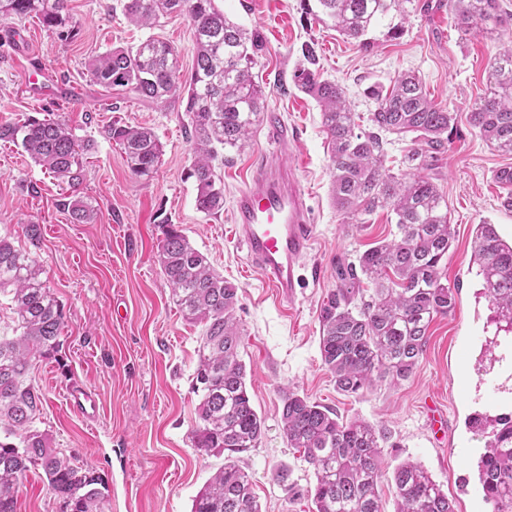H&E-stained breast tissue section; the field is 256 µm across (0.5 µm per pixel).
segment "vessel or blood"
I'll list each match as a JSON object with an SVG mask.
<instances>
[{
	"label": "vessel or blood",
	"mask_w": 512,
	"mask_h": 512,
	"mask_svg": "<svg viewBox=\"0 0 512 512\" xmlns=\"http://www.w3.org/2000/svg\"><path fill=\"white\" fill-rule=\"evenodd\" d=\"M297 161L259 158L233 204L231 237L279 301L305 288V260L314 249L310 193Z\"/></svg>",
	"instance_id": "b4317fda"
}]
</instances>
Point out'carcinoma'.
Wrapping results in <instances>:
<instances>
[{"mask_svg": "<svg viewBox=\"0 0 512 512\" xmlns=\"http://www.w3.org/2000/svg\"><path fill=\"white\" fill-rule=\"evenodd\" d=\"M69 0H0V20L35 18L49 30L73 38ZM318 13L341 35L368 50L370 29L407 0H315ZM123 13L137 28H154L160 18L190 21L194 61L182 73L175 47L150 35L131 47H116L92 58L93 80L108 90L128 91L160 108L176 104L187 117L193 160L196 209L208 216L224 210V180L217 169L248 146L267 112L265 87L252 72L265 49L258 29H244L218 9L215 0H124ZM448 13L464 36L487 25L512 20L506 0H448ZM294 86L312 98L330 151L331 192L337 210L360 227L364 215L388 210L397 233L375 242L338 272L336 287L318 312L321 360L344 395L357 396L377 384L408 379L423 356L428 329L453 312L455 289L441 281V264L455 237L448 205L428 174L447 150L456 117L429 98L421 79L408 72L392 87L369 89L374 109L371 129L359 132L344 88L319 71L316 44L304 42ZM469 124L491 147L512 154V43L490 64L486 90L468 112ZM121 146L130 172L150 177L158 169L162 145L151 128L117 122L105 130ZM410 137L403 158L407 170L384 165L385 135ZM0 140L23 151L56 179L76 188L83 181V155L91 144L76 137L63 119L28 118L0 124ZM73 220L89 224L94 207L81 199L62 202ZM158 264L183 318L204 326L193 372L200 396L194 447L224 457V464L193 499L191 512H261L251 476L237 455L255 448L264 421L251 403L246 366L239 358L237 287L211 267L180 226L162 221ZM471 261L483 294L493 305L499 330L512 332V242L492 224L476 227ZM44 271L10 236H0V295L9 297L14 335L0 336V512H17L18 491L31 468H41L61 512H106L99 474L71 463L36 426L43 395L29 379L32 358H54L62 348L61 304ZM282 433L288 447L311 465L307 489L315 512H384L379 492L382 448L387 432L364 420L340 419L335 412L292 389L281 391ZM480 432L486 448L474 462L484 499L493 512H512V421L499 417ZM395 512H455L448 494L419 462L393 470Z\"/></svg>", "mask_w": 512, "mask_h": 512, "instance_id": "cac0c4a2", "label": "carcinoma"}]
</instances>
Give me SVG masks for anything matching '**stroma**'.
Listing matches in <instances>:
<instances>
[{
	"mask_svg": "<svg viewBox=\"0 0 512 512\" xmlns=\"http://www.w3.org/2000/svg\"><path fill=\"white\" fill-rule=\"evenodd\" d=\"M447 2L408 0L403 12L371 31L373 46L364 51L305 13L301 0H216L229 19L259 29L264 37L266 51L254 72L266 87L270 110L297 134L300 177L312 194L316 243L311 260L320 266L321 277L298 293L290 308L276 301L244 252L228 239L233 200L266 147L264 130H257L249 146L221 171L224 211L204 215L195 206L194 183L185 176L192 152L184 113L106 91L87 69L92 56L135 45L148 35L127 22L120 0H70L72 23L79 30L72 39L34 18L0 23V122L59 117L77 137L92 143L85 180L73 191L22 148L0 141V233L29 247L23 225L42 229L31 254L63 308L65 328L57 359L32 362L31 380L45 397L38 427L48 432L53 447L103 478L108 512H191L197 492L223 463L203 455L191 441L199 401L191 380L203 330L183 319L160 271L157 252L165 218L180 225L213 268L238 287L240 356L252 404L265 424L260 444L241 454L238 464L251 476L262 512H312L305 495L314 481L312 468L282 437L279 390L284 386L342 419L359 417L387 429L386 468L407 459L422 463L455 512H492L471 477L469 455L486 439L466 432L462 421L475 402L511 389L512 379L502 375L499 363L478 358L496 326L470 258L477 225H495L512 240V210L503 206L494 180L497 169L512 165V155L487 145L470 126L467 112L484 94L498 48L512 39V22L464 38ZM392 24L402 25L401 37L388 36ZM306 41L316 43L324 77L344 87L361 128H368L374 108L367 88L389 85L405 72L418 74L430 98L457 116L448 150L432 171L455 229L441 275L460 286L456 307L431 323L424 355L408 380L378 384L358 397L337 392L321 362L318 310L336 286L338 265L392 238L396 227L380 209L361 228H348L332 202L320 109L291 81ZM36 66L44 71L38 87L31 83ZM116 120L154 130L163 155L152 178L132 175L120 147L105 137L104 128ZM72 191L96 209L94 223H74L60 208V200ZM75 390L96 397L93 415L72 407ZM432 403L447 421L438 439L427 424ZM282 466L289 472L284 486L274 478ZM465 475L471 478L466 487L460 482ZM17 512H59L42 470L27 472Z\"/></svg>",
	"mask_w": 512,
	"mask_h": 512,
	"instance_id": "35a3bbf8",
	"label": "stroma"
}]
</instances>
